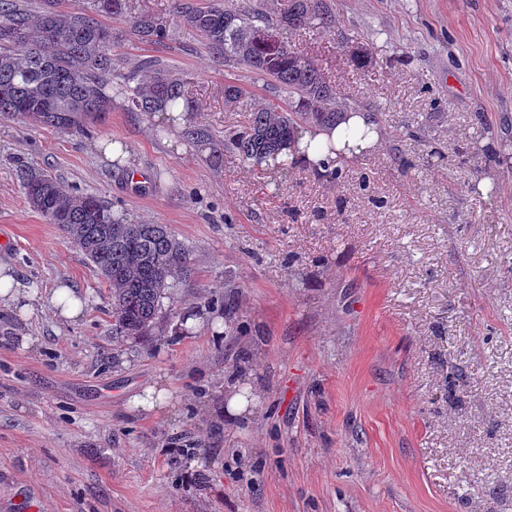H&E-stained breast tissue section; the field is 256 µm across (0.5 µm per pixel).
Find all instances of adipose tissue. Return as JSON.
I'll return each mask as SVG.
<instances>
[{
  "label": "adipose tissue",
  "instance_id": "1",
  "mask_svg": "<svg viewBox=\"0 0 512 512\" xmlns=\"http://www.w3.org/2000/svg\"><path fill=\"white\" fill-rule=\"evenodd\" d=\"M379 140L377 125L372 116L363 111L347 116L332 128L303 130L296 149L289 153V159L296 165L314 169L320 161L327 159V143H334L343 158L352 160L360 156L362 150L375 147Z\"/></svg>",
  "mask_w": 512,
  "mask_h": 512
}]
</instances>
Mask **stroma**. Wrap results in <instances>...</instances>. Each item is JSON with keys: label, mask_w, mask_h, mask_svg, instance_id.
Masks as SVG:
<instances>
[{"label": "stroma", "mask_w": 512, "mask_h": 512, "mask_svg": "<svg viewBox=\"0 0 512 512\" xmlns=\"http://www.w3.org/2000/svg\"><path fill=\"white\" fill-rule=\"evenodd\" d=\"M329 3L339 32L289 40L384 134L340 182L215 157L274 95L225 71L171 0H149L161 43L102 22L121 71L186 77L208 138L157 135L117 93L81 132L0 116V264L30 307L0 308V512H512V0ZM24 166L185 244L150 338H113L108 286L30 206ZM60 283L86 297L79 320L43 303ZM157 381L170 409L128 413ZM235 386L259 406L233 422Z\"/></svg>", "instance_id": "1"}]
</instances>
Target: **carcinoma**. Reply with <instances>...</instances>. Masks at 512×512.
I'll use <instances>...</instances> for the list:
<instances>
[{
	"instance_id": "obj_1",
	"label": "carcinoma",
	"mask_w": 512,
	"mask_h": 512,
	"mask_svg": "<svg viewBox=\"0 0 512 512\" xmlns=\"http://www.w3.org/2000/svg\"><path fill=\"white\" fill-rule=\"evenodd\" d=\"M172 2L224 67L243 65L277 93V101L251 113L244 126L228 132L224 145L214 144V151L226 149L244 163L286 170L282 155L299 127L334 126L347 113L335 85L308 56L285 40L273 51L253 38L260 28L281 33L339 27L327 0H281L272 16L231 0L202 6ZM103 14L129 23L142 42L168 38L167 21L145 0H82L68 14L55 10L53 0H43L34 13L0 0V115L77 131L85 118L112 111V88L132 112H167L158 124L162 133L176 122L172 113L192 110L177 73L158 67L141 78L115 68L112 28L97 19ZM345 48L356 66L373 64L371 50L359 39H346ZM20 180L30 206L59 225L110 288L112 335L149 338L173 280L189 265L185 245L167 225L126 222L105 200L68 192L48 173L27 169Z\"/></svg>"
}]
</instances>
